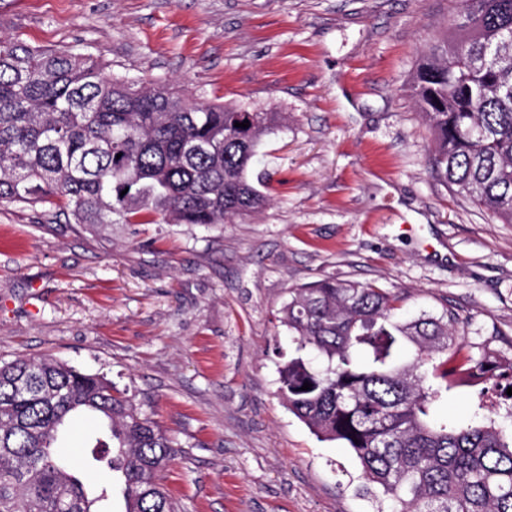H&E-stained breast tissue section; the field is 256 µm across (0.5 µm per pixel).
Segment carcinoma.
I'll return each instance as SVG.
<instances>
[{"label": "carcinoma", "instance_id": "1", "mask_svg": "<svg viewBox=\"0 0 512 512\" xmlns=\"http://www.w3.org/2000/svg\"><path fill=\"white\" fill-rule=\"evenodd\" d=\"M413 93L435 142V176L512 224V0H461ZM249 121V127L234 126ZM281 112L196 102L160 80L115 77L91 53L0 36V203H49L94 231L118 215L148 224H222L259 210L248 179ZM371 284L326 278L289 291L282 322L295 353L278 394L321 440L358 461L374 512H512V431L484 414L506 404L512 356L463 353V319L446 309L402 321ZM311 389L304 390V383ZM470 416L448 413V390L477 386ZM97 416L94 460L62 456L69 418ZM177 443L100 373L53 357L0 363V512H177L160 473Z\"/></svg>", "mask_w": 512, "mask_h": 512}]
</instances>
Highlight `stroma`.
I'll return each mask as SVG.
<instances>
[{
  "label": "stroma",
  "mask_w": 512,
  "mask_h": 512,
  "mask_svg": "<svg viewBox=\"0 0 512 512\" xmlns=\"http://www.w3.org/2000/svg\"><path fill=\"white\" fill-rule=\"evenodd\" d=\"M460 0H0V35L88 51L115 76L287 115L228 224L94 232L0 204V359L104 372L168 431L182 512H368L356 463L277 394L289 289L375 285L411 318L456 309L512 350V224L432 173L416 70Z\"/></svg>",
  "instance_id": "35a3bbf8"
}]
</instances>
